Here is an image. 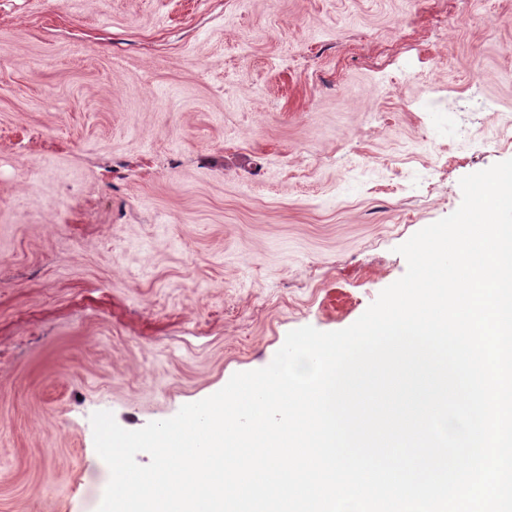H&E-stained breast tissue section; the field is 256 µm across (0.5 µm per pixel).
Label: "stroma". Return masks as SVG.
Wrapping results in <instances>:
<instances>
[{"mask_svg": "<svg viewBox=\"0 0 512 512\" xmlns=\"http://www.w3.org/2000/svg\"><path fill=\"white\" fill-rule=\"evenodd\" d=\"M0 0V512H97L91 416L357 321L512 159V0Z\"/></svg>", "mask_w": 512, "mask_h": 512, "instance_id": "1", "label": "stroma"}]
</instances>
